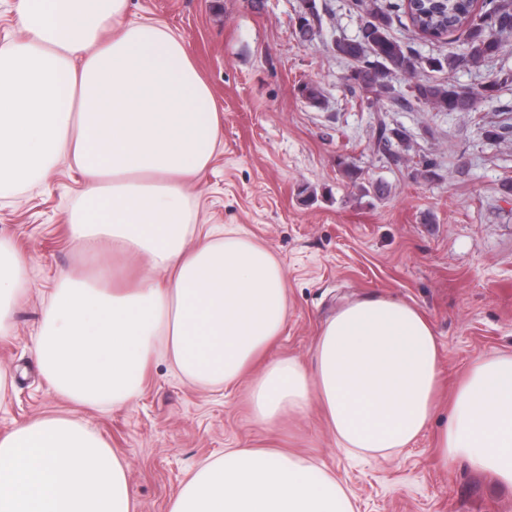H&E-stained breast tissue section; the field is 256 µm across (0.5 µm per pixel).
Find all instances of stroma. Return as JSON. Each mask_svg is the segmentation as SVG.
Returning a JSON list of instances; mask_svg holds the SVG:
<instances>
[{"label":"stroma","mask_w":512,"mask_h":512,"mask_svg":"<svg viewBox=\"0 0 512 512\" xmlns=\"http://www.w3.org/2000/svg\"><path fill=\"white\" fill-rule=\"evenodd\" d=\"M301 0H130L131 16L181 35L224 119L209 168L192 185L201 229L240 227L270 249L286 275L288 320L257 363L219 393L174 374L165 358L148 368L140 398L128 408H89V420L128 465L136 512H168L190 471L227 448L289 451L327 470L349 493L355 512H512V486L461 460L443 462L438 435L452 395L471 361L512 355V83L463 116L427 105L386 115L359 107L337 39L356 38L365 16L355 0H317L312 40L296 33ZM393 35L421 56L462 51L463 37L427 38L410 22ZM512 71V35L483 66L453 73L420 70V79L478 88ZM311 82L319 103L301 96ZM403 130L397 157L378 147L379 119ZM496 138H487V131ZM434 159L427 174L420 156ZM356 177H349L347 167ZM384 183L385 197L362 188ZM83 176L61 165L42 183L0 197V237L32 258L30 288L0 341V367L14 388L0 400V434L69 403L40 375L33 337L61 274L103 287L137 274L131 259H98L70 238L69 213ZM381 295L418 308L441 348L437 414L410 446L392 454L354 455L340 448L319 404L255 423L249 387L264 362L309 361L323 321L343 303Z\"/></svg>","instance_id":"1"}]
</instances>
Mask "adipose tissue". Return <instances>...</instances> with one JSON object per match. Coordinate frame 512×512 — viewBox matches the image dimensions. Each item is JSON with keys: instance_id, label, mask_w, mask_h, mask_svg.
<instances>
[{"instance_id": "1", "label": "adipose tissue", "mask_w": 512, "mask_h": 512, "mask_svg": "<svg viewBox=\"0 0 512 512\" xmlns=\"http://www.w3.org/2000/svg\"><path fill=\"white\" fill-rule=\"evenodd\" d=\"M23 38L0 42V193L84 176L69 217L86 253L136 259L131 289L64 277L35 335L40 371L73 406L0 434V512H135L127 464L81 409L139 398L165 352L206 390L235 382L281 334L285 274L248 235L199 231L191 187L216 152L222 117L184 39L131 20L128 0H16ZM30 256L0 238V339L30 286ZM440 346L414 306L346 303L322 325L310 363L264 364L250 389L273 427L311 402L342 447L408 446L435 413ZM442 459L465 458L512 485V355L476 358L442 429ZM169 512H353L327 471L285 451L231 448L193 469Z\"/></svg>"}]
</instances>
